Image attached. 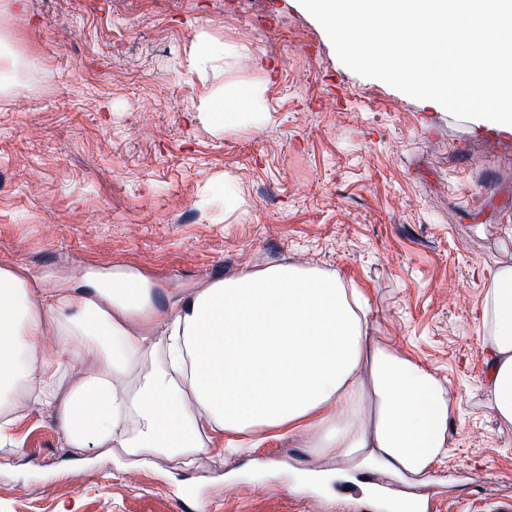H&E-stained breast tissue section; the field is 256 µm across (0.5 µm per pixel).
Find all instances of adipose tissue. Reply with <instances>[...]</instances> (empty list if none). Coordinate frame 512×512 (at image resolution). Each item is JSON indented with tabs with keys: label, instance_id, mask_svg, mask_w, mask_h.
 I'll return each mask as SVG.
<instances>
[{
	"label": "adipose tissue",
	"instance_id": "adipose-tissue-1",
	"mask_svg": "<svg viewBox=\"0 0 512 512\" xmlns=\"http://www.w3.org/2000/svg\"><path fill=\"white\" fill-rule=\"evenodd\" d=\"M256 96L227 87L202 112L236 118ZM484 283L485 392L512 424V264L488 269ZM368 311L336 274L288 263L212 282L161 315L133 278L89 294L0 267V447L16 423L3 397L23 386L77 453L133 448L150 466L169 451L192 457L217 435L260 432L421 474L448 452L455 398L429 369L370 340Z\"/></svg>",
	"mask_w": 512,
	"mask_h": 512
}]
</instances>
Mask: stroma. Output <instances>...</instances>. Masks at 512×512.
<instances>
[{
  "label": "stroma",
  "instance_id": "35a3bbf8",
  "mask_svg": "<svg viewBox=\"0 0 512 512\" xmlns=\"http://www.w3.org/2000/svg\"><path fill=\"white\" fill-rule=\"evenodd\" d=\"M0 0V265L39 287L132 276L155 309L242 271L336 273L369 335L458 395L449 454L416 487L292 439L152 466L73 458L11 397L0 512H486L512 495V424L490 408L481 273L512 264V133L353 72L299 0ZM229 52L191 67L200 37ZM256 86L251 113L200 112Z\"/></svg>",
  "mask_w": 512,
  "mask_h": 512
}]
</instances>
